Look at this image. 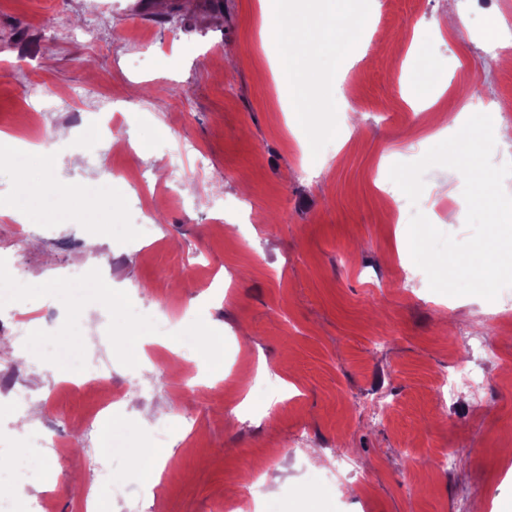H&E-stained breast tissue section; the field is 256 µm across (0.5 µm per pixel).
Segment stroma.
I'll use <instances>...</instances> for the list:
<instances>
[{"instance_id":"stroma-1","label":"stroma","mask_w":512,"mask_h":512,"mask_svg":"<svg viewBox=\"0 0 512 512\" xmlns=\"http://www.w3.org/2000/svg\"><path fill=\"white\" fill-rule=\"evenodd\" d=\"M0 0V132L26 167L0 170V198L17 204L32 183L51 186V204L25 209L27 238L0 215V275L21 283L14 307L39 311L31 333L81 325L88 353L112 363L106 387L132 394L117 412L99 410L101 393L56 390L64 375L51 358L27 356L12 377L31 395L29 409L56 406L74 447L58 463L31 446L11 399L0 398V453L18 452L27 476L21 494L0 480V500L24 508L35 496L54 512H76L55 469L90 479L86 436L122 425L144 448H175L176 462L154 499L112 457V479L98 485L105 512H213L236 497L262 455L266 502L259 512H492L512 504V287L493 301L430 290L400 248L407 225L396 212L421 211L440 230L466 239L448 213L463 206L464 179L435 166L418 203L400 189L380 191L395 161L413 162L438 144L432 102L442 114L471 116L470 101L512 98V66L485 53L484 25L512 21V0L470 14L466 0H370L372 28L352 51L354 66L335 94L339 132L319 155L295 114L284 111L262 41L258 0ZM463 14L456 33L438 31ZM51 138L27 149L28 114ZM111 118L113 130L83 145L86 125ZM83 163L69 165L74 148ZM186 168L167 177L169 151ZM144 168L152 212L114 169ZM447 181L439 196L432 186ZM106 183L110 195L84 188ZM195 183L196 197L182 185ZM82 222H69L73 213ZM127 223V235H112ZM101 244L89 264L74 259L87 239ZM80 269L112 297L68 305L51 283ZM137 311L119 345L112 331ZM486 338L502 359L483 367L480 404L461 390L438 404V377L481 367L467 346ZM272 368L292 388L267 418L270 393H247L255 366ZM389 395L387 420L352 401ZM156 408L149 424L137 414ZM96 413L92 433L86 414ZM447 448L460 457L435 471ZM350 456L364 469L355 484L336 469ZM312 488L310 497L298 492Z\"/></svg>"}]
</instances>
